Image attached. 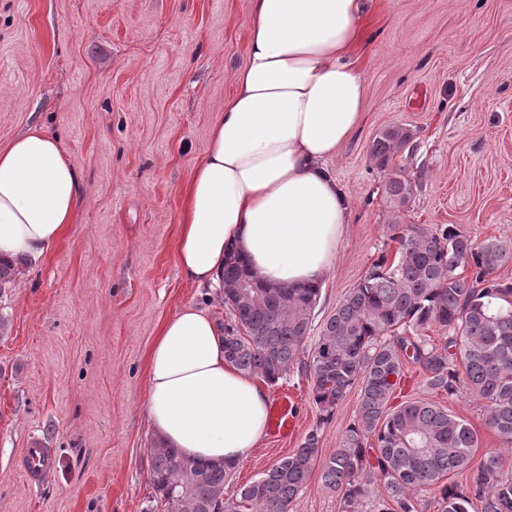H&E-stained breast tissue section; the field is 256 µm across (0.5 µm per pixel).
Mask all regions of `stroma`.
Wrapping results in <instances>:
<instances>
[{"label":"stroma","mask_w":512,"mask_h":512,"mask_svg":"<svg viewBox=\"0 0 512 512\" xmlns=\"http://www.w3.org/2000/svg\"><path fill=\"white\" fill-rule=\"evenodd\" d=\"M360 128L329 169L350 224L322 284L329 314L384 249L389 178L409 179L408 224H455L512 242V0H372ZM250 0H0V149L36 125L81 178L60 241L0 294V512H145L153 433L144 414L147 352L162 322L195 304L216 321L222 291L182 280L174 243L183 189L243 62ZM414 134L415 158L377 167L385 127ZM398 401L421 398L476 431V458L512 449L480 401L435 394L407 366ZM294 397V435H266L234 485L257 478L317 431L339 448L359 392L324 419L311 380L267 388ZM56 451L40 484L21 468L31 439Z\"/></svg>","instance_id":"stroma-1"}]
</instances>
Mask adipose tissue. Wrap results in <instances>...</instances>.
<instances>
[{"mask_svg":"<svg viewBox=\"0 0 512 512\" xmlns=\"http://www.w3.org/2000/svg\"><path fill=\"white\" fill-rule=\"evenodd\" d=\"M371 0H251L235 90L184 191L174 258L183 280L223 287L237 251L267 283L326 277L350 201L327 164L359 126L361 60ZM58 140L32 127L0 149V259L44 256L80 199ZM270 399L224 357L214 320L186 305L163 322L147 356L145 413L182 456L237 464L265 437Z\"/></svg>","mask_w":512,"mask_h":512,"instance_id":"adipose-tissue-1","label":"adipose tissue"}]
</instances>
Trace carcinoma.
Masks as SVG:
<instances>
[{
    "label": "carcinoma",
    "instance_id": "cac0c4a2",
    "mask_svg": "<svg viewBox=\"0 0 512 512\" xmlns=\"http://www.w3.org/2000/svg\"><path fill=\"white\" fill-rule=\"evenodd\" d=\"M415 147L411 130L393 125L375 135L369 153L384 167ZM411 195L408 180L387 182V229L397 250L381 252L321 321L320 284L267 287L227 254L226 360L270 385L310 377L326 420L352 388L360 398L336 452L321 457L313 430L227 498L234 469L195 461L187 474L177 449L153 441L150 483L164 512H290L317 467L323 486L341 496V512H363L370 499L377 512H416L413 492L422 489L438 491L442 512H512V470L498 451L472 465L478 436L462 417L423 399L391 405L404 365L413 363L432 391L484 401L488 426L512 444V282L495 276L512 261V243H476L456 224H405ZM461 267L468 276L457 273ZM432 327L444 342L425 336ZM461 473L469 475L465 486L445 482Z\"/></svg>",
    "mask_w": 512,
    "mask_h": 512
}]
</instances>
